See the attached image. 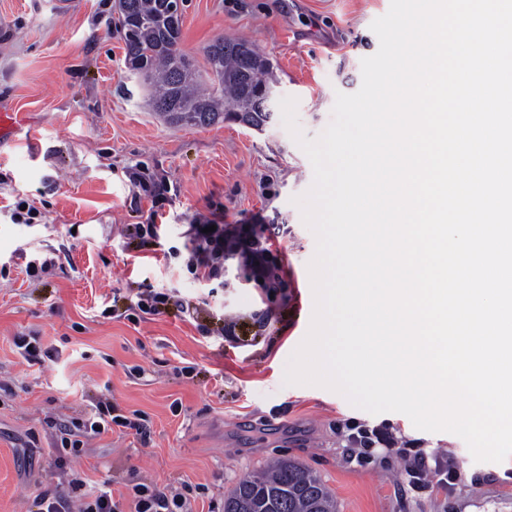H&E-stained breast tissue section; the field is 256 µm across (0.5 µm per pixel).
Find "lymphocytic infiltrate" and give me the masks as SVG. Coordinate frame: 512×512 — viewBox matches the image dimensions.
I'll list each match as a JSON object with an SVG mask.
<instances>
[{
  "instance_id": "lymphocytic-infiltrate-1",
  "label": "lymphocytic infiltrate",
  "mask_w": 512,
  "mask_h": 512,
  "mask_svg": "<svg viewBox=\"0 0 512 512\" xmlns=\"http://www.w3.org/2000/svg\"><path fill=\"white\" fill-rule=\"evenodd\" d=\"M262 224H222L216 216L195 215L184 232L186 266L196 279L211 281L223 277L224 263L237 258L264 279H272L270 236ZM53 444L61 454L79 456L92 439L119 432L145 436L140 414H122L111 393H102L90 412L82 417H59L51 421ZM130 502L114 500L107 484L88 486L80 475H72L66 489L43 494L41 512H193L188 488H158L142 482L128 484Z\"/></svg>"
}]
</instances>
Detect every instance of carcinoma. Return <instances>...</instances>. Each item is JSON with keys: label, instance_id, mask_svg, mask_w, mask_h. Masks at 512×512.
Listing matches in <instances>:
<instances>
[{"label": "carcinoma", "instance_id": "cac0c4a2", "mask_svg": "<svg viewBox=\"0 0 512 512\" xmlns=\"http://www.w3.org/2000/svg\"><path fill=\"white\" fill-rule=\"evenodd\" d=\"M174 0H118V27L128 68L154 86L153 109L177 126H210L232 116L260 129L274 117V103L262 112L251 102L274 87L270 64L244 41L217 39L205 48L203 73L177 45L182 15ZM224 512H336V496L322 478L286 457L266 470L241 477L224 496Z\"/></svg>", "mask_w": 512, "mask_h": 512}]
</instances>
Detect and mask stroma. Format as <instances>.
<instances>
[{
  "label": "stroma",
  "instance_id": "obj_1",
  "mask_svg": "<svg viewBox=\"0 0 512 512\" xmlns=\"http://www.w3.org/2000/svg\"><path fill=\"white\" fill-rule=\"evenodd\" d=\"M57 2L0 0V113L23 119L14 144L0 149V375L12 380L11 392L0 391V512H38L40 493L66 486L74 472L111 477L117 498L132 478L187 484L194 512H224L236 481L279 456L320 475L337 512H512V456L477 462L455 434L418 430L397 412L371 414L321 386L285 384L314 310L316 239L294 203L313 167L282 119L260 130L168 124L125 65L118 0H71L64 10ZM389 7L187 0L179 48L202 68L217 37L255 44L314 138L336 94L359 90L361 61L379 48L370 25ZM134 166L170 185L160 238L133 230L152 207L129 181ZM19 197L40 211L35 223H13ZM213 212L228 224L267 226L280 250L276 288L235 259L220 284L187 270L184 226ZM50 250L58 265L27 278V260ZM149 285L170 295L166 310L128 320L131 300ZM218 314L234 322L233 337L202 333ZM33 333L52 355L39 368L14 345ZM106 386L125 414L146 418L149 444L109 434L59 464L47 420L83 416ZM372 429L392 433L397 448L349 461L345 435ZM420 450L444 490L410 483L408 458Z\"/></svg>",
  "mask_w": 512,
  "mask_h": 512
}]
</instances>
